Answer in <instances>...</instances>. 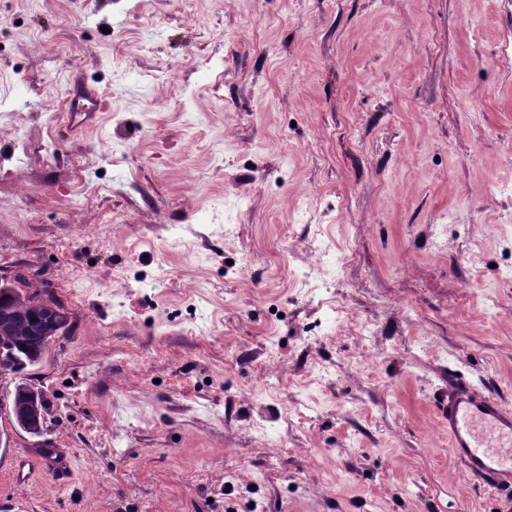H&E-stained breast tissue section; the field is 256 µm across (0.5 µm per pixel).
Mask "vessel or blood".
Here are the masks:
<instances>
[{"instance_id": "obj_1", "label": "vessel or blood", "mask_w": 512, "mask_h": 512, "mask_svg": "<svg viewBox=\"0 0 512 512\" xmlns=\"http://www.w3.org/2000/svg\"><path fill=\"white\" fill-rule=\"evenodd\" d=\"M452 457L495 494L512 499V404L453 380L435 397Z\"/></svg>"}]
</instances>
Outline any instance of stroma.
<instances>
[{
	"instance_id": "stroma-1",
	"label": "stroma",
	"mask_w": 512,
	"mask_h": 512,
	"mask_svg": "<svg viewBox=\"0 0 512 512\" xmlns=\"http://www.w3.org/2000/svg\"><path fill=\"white\" fill-rule=\"evenodd\" d=\"M508 44L512 0H0V279L69 313L0 377L49 407L0 512H512L433 411L512 403Z\"/></svg>"
}]
</instances>
